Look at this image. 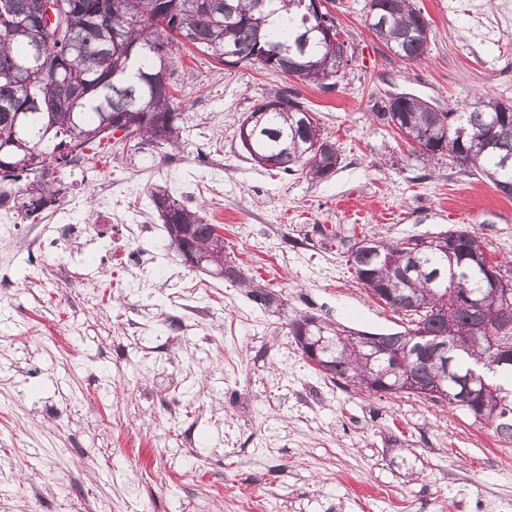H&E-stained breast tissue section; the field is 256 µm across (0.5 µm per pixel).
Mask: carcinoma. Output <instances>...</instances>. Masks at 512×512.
I'll return each instance as SVG.
<instances>
[{
	"instance_id": "carcinoma-1",
	"label": "carcinoma",
	"mask_w": 512,
	"mask_h": 512,
	"mask_svg": "<svg viewBox=\"0 0 512 512\" xmlns=\"http://www.w3.org/2000/svg\"><path fill=\"white\" fill-rule=\"evenodd\" d=\"M70 36L50 50L57 60L53 73L37 63L42 0H0V207L11 205L22 218L38 217L57 204L68 190L62 175L85 158L94 142L112 139L120 119L130 125L134 147L158 148L156 160L167 164L180 149V113L172 106L173 55L190 46L221 64L249 63L293 76L323 92L336 89L344 73H336L332 49L318 33V20L303 0H69ZM379 10L368 28L386 47L397 48L406 63L421 61L429 26L413 0H377ZM268 101L279 108L263 111L261 103L246 115L252 123V148L279 161L285 173L302 172L321 180L339 165L336 143L324 137L320 123L299 91L284 85ZM509 106L491 97L462 112H430L416 97L385 100L373 105V116L405 138L426 139L425 161L448 157L480 172L503 195L512 190V114ZM31 155L36 166L21 165ZM37 183L38 195L29 194ZM152 203L165 226L169 245L207 257L202 269L217 271L211 260L224 254L223 227L210 224L158 185ZM454 240L451 252L420 248V238L403 242L374 239V245L355 252L353 276L391 308L413 317L412 330L387 334L400 340L412 333L448 342V373L429 355L430 346L415 340L418 354L412 365L426 381H442L446 396L429 398L435 404L459 408L458 397L469 391L462 407L473 422L484 425L483 409L500 407L489 423L494 435L512 445V325L491 320L479 338L456 344L454 335L478 320L474 302L485 303L493 314L512 312V276L502 265L486 268L485 248L474 233L445 232ZM224 279L248 289L251 300L271 307L276 296L264 281L245 274L233 259ZM421 304L405 309L409 297ZM309 339L320 345L332 365L330 380L368 395L385 389L378 379L394 382L392 359L381 354L364 359L355 331L318 322L308 328ZM503 347V359L489 386L473 376L489 358L491 343Z\"/></svg>"
}]
</instances>
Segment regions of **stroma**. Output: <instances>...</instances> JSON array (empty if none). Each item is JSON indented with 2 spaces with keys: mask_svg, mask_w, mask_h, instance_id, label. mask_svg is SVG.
Wrapping results in <instances>:
<instances>
[{
  "mask_svg": "<svg viewBox=\"0 0 512 512\" xmlns=\"http://www.w3.org/2000/svg\"><path fill=\"white\" fill-rule=\"evenodd\" d=\"M366 0H332L348 46L336 90L296 87L341 154L320 181L263 168L238 138L288 76L179 51L183 147L166 165L113 141L91 147L46 224L76 238L33 257L27 223L0 207V512H485L512 501V446L463 411L340 388L307 360L290 319L371 333L408 318L347 262L363 236L399 241L465 227L512 262V198L468 168L417 158L372 115L391 93L440 110L478 95L512 105L504 0H415L427 56L407 64L365 25ZM112 207L100 205L102 186ZM223 225L227 253L269 283L189 269L167 245L155 186ZM205 307L194 326L188 303Z\"/></svg>",
  "mask_w": 512,
  "mask_h": 512,
  "instance_id": "1",
  "label": "stroma"
}]
</instances>
